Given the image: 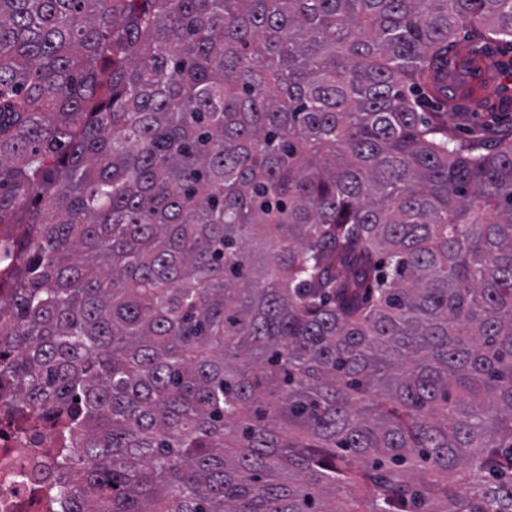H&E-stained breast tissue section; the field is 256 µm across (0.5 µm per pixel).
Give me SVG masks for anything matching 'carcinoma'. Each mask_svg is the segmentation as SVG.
Listing matches in <instances>:
<instances>
[{"label":"carcinoma","instance_id":"carcinoma-1","mask_svg":"<svg viewBox=\"0 0 512 512\" xmlns=\"http://www.w3.org/2000/svg\"><path fill=\"white\" fill-rule=\"evenodd\" d=\"M508 46L512 0H0L59 512H512V127L444 121ZM492 114L479 110L471 113L468 120L461 125H456V121L448 116V124L455 126V139L462 144L477 145L481 143L479 137V129L487 122L492 120Z\"/></svg>","mask_w":512,"mask_h":512}]
</instances>
